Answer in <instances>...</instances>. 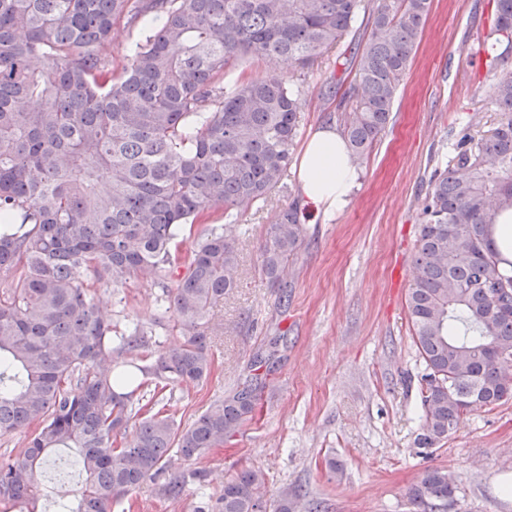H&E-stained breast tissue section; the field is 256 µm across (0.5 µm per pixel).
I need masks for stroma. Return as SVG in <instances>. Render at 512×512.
Masks as SVG:
<instances>
[{
	"instance_id": "obj_1",
	"label": "stroma",
	"mask_w": 512,
	"mask_h": 512,
	"mask_svg": "<svg viewBox=\"0 0 512 512\" xmlns=\"http://www.w3.org/2000/svg\"><path fill=\"white\" fill-rule=\"evenodd\" d=\"M493 17L494 0H431L392 121L360 161L348 205L304 217V244L284 287L261 276L260 247L275 213L299 191L295 168L266 202L225 225L240 264L236 288L212 315L219 334L211 373L154 404L185 427L258 375V407L224 447L197 461L203 482L176 502L144 485L124 500L131 512H200L245 469L266 473L272 502L301 489L325 512H410L408 489L428 468L453 474L452 512H512V399L464 415L435 447L417 446L423 365L406 309L418 202L434 168L449 162L458 132L492 126L495 84L512 73V54L493 65L474 57ZM349 58L345 38L304 70L275 57L243 63L244 77L275 75L300 89L292 160L316 130L335 126L336 104L321 89L333 77L352 81ZM161 295L153 281L130 279L98 288L95 303L119 323L154 329L163 350L178 334L162 318ZM259 355L268 367H255Z\"/></svg>"
}]
</instances>
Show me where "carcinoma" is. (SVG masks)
Masks as SVG:
<instances>
[{
    "instance_id": "cac0c4a2",
    "label": "carcinoma",
    "mask_w": 512,
    "mask_h": 512,
    "mask_svg": "<svg viewBox=\"0 0 512 512\" xmlns=\"http://www.w3.org/2000/svg\"><path fill=\"white\" fill-rule=\"evenodd\" d=\"M0 0V503L38 512L40 473L60 448L82 486L55 512H112L167 471L224 446L253 416L257 385L215 402L191 425L144 416L138 392L198 384L210 371L211 312L237 287L236 242L207 227L181 253L185 227L224 207L236 220L283 180L299 132L298 90L235 74L275 55L305 69L343 36L355 84L341 133L352 162L372 149L411 67L431 0ZM135 33L120 59L100 53L114 28ZM512 50V0H495L491 46ZM486 136L465 129L420 203L417 274L407 311L424 365L418 435L432 448L462 416L512 398V272L492 238L512 208V75L495 90ZM299 201L275 215L261 273L282 282L303 240ZM151 279L182 342L159 355L153 331L103 316L85 284ZM136 439L121 441L132 421ZM203 471L173 473L180 499ZM459 487L428 469L408 490L416 512H450ZM266 478L246 469L212 512H267Z\"/></svg>"
}]
</instances>
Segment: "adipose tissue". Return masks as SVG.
<instances>
[{
  "label": "adipose tissue",
  "instance_id": "1",
  "mask_svg": "<svg viewBox=\"0 0 512 512\" xmlns=\"http://www.w3.org/2000/svg\"><path fill=\"white\" fill-rule=\"evenodd\" d=\"M297 178L303 202L313 211L330 214L347 205L358 171L336 130L313 133L301 154Z\"/></svg>",
  "mask_w": 512,
  "mask_h": 512
}]
</instances>
